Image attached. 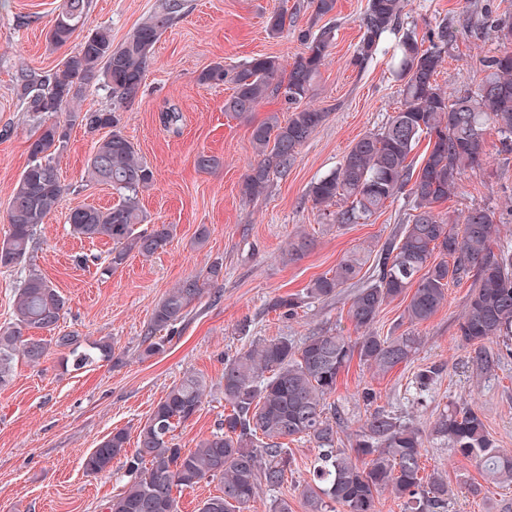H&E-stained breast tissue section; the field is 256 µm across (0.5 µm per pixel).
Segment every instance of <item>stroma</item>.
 Returning a JSON list of instances; mask_svg holds the SVG:
<instances>
[{"label":"stroma","instance_id":"obj_1","mask_svg":"<svg viewBox=\"0 0 512 512\" xmlns=\"http://www.w3.org/2000/svg\"><path fill=\"white\" fill-rule=\"evenodd\" d=\"M163 0H89L90 25L112 31L121 43ZM180 8L156 43L138 97L123 104L124 133L155 174L141 196L147 224H172L173 240L150 258L130 254L123 266L101 274L96 260L106 256L108 240L70 236L65 217L81 205L108 208L118 202L110 186L89 182L87 162L94 136L73 127L58 158L66 188L59 205L40 225L29 266L0 268V325L10 322L17 288L28 269H36L62 292L66 307L56 335L90 340L108 337L112 356L81 370L67 368L65 349L51 348L37 365L17 361L13 380L0 389V512H106L127 478L122 469L89 475L86 454L110 432L136 433L157 402L186 371L203 375L209 394L200 411L177 428L185 448L211 434L224 420V358L264 340L296 341L316 331L354 335L347 311L353 288L336 297L309 300L294 317L274 308L282 296L302 292L350 252L378 250L399 234L412 206L408 195L389 202L368 220L336 224L314 208L308 191L334 170L361 136L383 126L400 105V84L392 74L396 35H386L367 64L352 62L368 0H336L335 11L316 18L309 0H179ZM60 0H0V238L8 231L9 196L28 162L33 123L18 96L24 74L55 72L64 56L45 39V29ZM287 9L282 34L271 35L267 18ZM512 21V0H407L402 32L424 36L439 24L448 27V44L437 76L448 92L466 89L482 76L484 60L499 49L492 21ZM325 25L336 29V44L307 97L326 112L324 123L302 146L287 176L274 177L267 193L247 201L240 184L255 156L250 124L267 113L287 115L280 99L263 101L250 119L224 110L230 84L202 85L200 72L216 62L241 64L258 55L290 64L303 52L300 31ZM176 109L181 119L165 128L161 112ZM489 157L466 171L458 189L440 206L454 217L473 207L493 211L498 240H512V154L499 151L494 127L485 132ZM218 156L210 171L196 167L199 153ZM209 234L194 245L200 227ZM315 241L301 260L283 263L280 255L297 229ZM224 263V280L206 290L177 325L164 354L141 358L144 330L154 307L169 288L197 274L214 260ZM471 280L448 283V299L426 322L402 320L401 300L384 306L374 330L381 336L413 334L420 339L414 358L386 375L352 361L338 378L332 397L345 420L348 440L369 413L361 394L372 388L374 407L426 428L449 403L466 402L482 415L497 446L512 450V359L495 376L480 379L472 370L469 347L457 338L458 319L471 292ZM442 369L425 402L414 395L417 371ZM294 472L276 494H261L247 512H267L270 497L287 500L291 512H307L302 489L310 480L316 449L296 439L289 443ZM427 469L448 477V512H503L512 505V484L487 483L480 467L455 454L440 440L428 442ZM481 486L473 494L471 486Z\"/></svg>","mask_w":512,"mask_h":512}]
</instances>
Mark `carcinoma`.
Masks as SVG:
<instances>
[{"label": "carcinoma", "mask_w": 512, "mask_h": 512, "mask_svg": "<svg viewBox=\"0 0 512 512\" xmlns=\"http://www.w3.org/2000/svg\"><path fill=\"white\" fill-rule=\"evenodd\" d=\"M174 9L173 3L161 4L117 45L111 29L97 26L52 75L23 76L21 97L35 132L29 162L9 198V229L0 239L1 267L27 262L38 227L63 195L56 159L76 125L93 134L107 130L94 144L87 175L94 183L112 187L119 202L105 210L71 209L66 215L70 235L112 242L106 274L133 252L150 257L171 242L172 224L138 229L144 222L140 195L154 184L155 175L123 133L118 108L83 112L72 104L96 87L107 89L119 104L134 100ZM403 9L404 0H368L355 64L373 58L383 36L399 27ZM88 11L89 0H61L46 42L55 49L65 46L77 28L88 24ZM301 39L306 52L289 69L276 56L260 55L232 69L216 62L198 76L203 85L232 84L224 111L238 118H249L270 96L281 95L288 103L287 119L270 112L251 125L257 161L240 186L242 198L249 201L266 191L272 176L288 173L300 148L326 118V113L301 101L331 53L335 27L304 30ZM446 45L445 24L426 41L408 33L401 37L395 68L400 108L380 129L359 138L339 166L309 189L315 207L324 211L341 206L333 213L336 224H356L404 190L412 198L407 224L376 254L372 283L351 299L348 317L358 336L323 331L298 343L280 337L224 358V402L230 412L217 431L188 451L175 442L174 432L201 409L208 385L200 374H184L138 426L136 448H128L127 430L115 429L84 457L82 466L89 475L110 472L115 463L129 474L124 489L107 504L108 512H177L175 493L203 482L218 483L219 493L202 501L199 512H243L261 490L283 486L293 473L287 440L295 438L317 449L312 482L303 490L308 512H336L338 506L343 512H376L385 492L403 500L405 512H447V477L437 469L427 473L422 466L431 437L475 461L487 478L512 483V453L495 445L481 415L469 406L448 405L427 431L375 409L353 433L349 447L340 448L336 442L344 419L329 402L338 376L353 359L378 375L411 360L418 350L417 337L379 336L373 326L383 306L400 297L406 300L403 318L409 324L429 320L446 300L450 279L474 278L458 336L473 351L476 375H492L512 357V242H494L493 212L487 208H472L453 220L438 211L464 171L482 164L487 126L497 130L500 152L512 153V50L489 57L475 88L452 96L435 81ZM61 113L66 115L63 122L57 120ZM424 137L427 150L416 168L410 156ZM312 246V239L299 232L282 252V261L298 260ZM366 262L362 252L353 251L312 279L304 295L280 297L275 307L292 317L306 299H331L353 283ZM222 280L224 265L214 261L172 287L153 309L141 355L164 353L167 338L159 332L184 321L190 305ZM64 307L58 288L38 271H29L18 288L12 321L0 326V387L12 379L16 357L38 365L52 344L68 349L77 369L110 358L112 343L105 337L90 341L70 334L27 335L30 330H55ZM490 341L497 349L486 348ZM440 373L431 365L415 375L418 399L426 397Z\"/></svg>", "instance_id": "carcinoma-1"}]
</instances>
